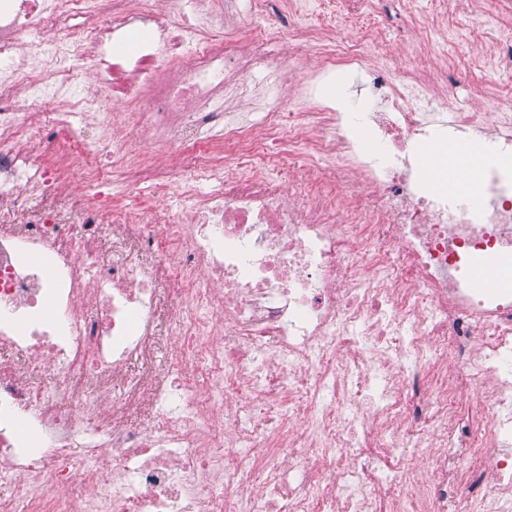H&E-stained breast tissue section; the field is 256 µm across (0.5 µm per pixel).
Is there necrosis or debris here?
<instances>
[{"label":"necrosis or debris","instance_id":"1","mask_svg":"<svg viewBox=\"0 0 512 512\" xmlns=\"http://www.w3.org/2000/svg\"><path fill=\"white\" fill-rule=\"evenodd\" d=\"M370 4L319 0L355 31L323 46L322 73L383 48L360 20ZM305 6L0 0V348L22 357L0 362V479L22 492L0 497V512H512V290L470 285L477 265L512 268V113L417 107L447 80L443 57L388 83L371 115L378 157L349 113L284 115L251 77L295 83L314 29L263 20ZM229 94L250 110L225 112ZM48 101L54 130L28 154ZM118 127L144 143L173 129L172 157L131 155ZM304 128L315 136L300 139ZM444 128L488 143L476 200L413 188V143ZM88 157L173 184L189 213L110 218L111 191L86 201L70 177L80 167L97 180ZM330 157L362 206L342 209L332 186L289 202L255 172ZM118 227L153 265H97ZM161 280L180 316L166 374L134 396L162 409L144 430L112 386L156 336ZM471 390L484 409L460 408Z\"/></svg>","mask_w":512,"mask_h":512}]
</instances>
